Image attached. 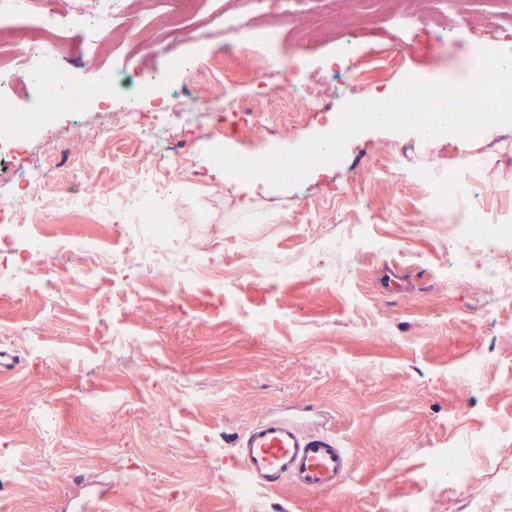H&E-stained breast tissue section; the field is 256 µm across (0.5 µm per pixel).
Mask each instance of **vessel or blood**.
Instances as JSON below:
<instances>
[{
    "instance_id": "b4317fda",
    "label": "vessel or blood",
    "mask_w": 512,
    "mask_h": 512,
    "mask_svg": "<svg viewBox=\"0 0 512 512\" xmlns=\"http://www.w3.org/2000/svg\"><path fill=\"white\" fill-rule=\"evenodd\" d=\"M247 482L272 489L291 482L307 490L340 486L348 474V453L329 430H312L302 418L271 412L231 442Z\"/></svg>"
}]
</instances>
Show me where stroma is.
Segmentation results:
<instances>
[{
    "mask_svg": "<svg viewBox=\"0 0 512 512\" xmlns=\"http://www.w3.org/2000/svg\"><path fill=\"white\" fill-rule=\"evenodd\" d=\"M469 8L473 21L451 51L419 21L408 35L382 16L356 27L362 48L400 49L374 81L384 90L407 74L440 82L465 74L477 47L512 52V37L487 25L484 0ZM210 43L201 58L193 37L180 45L193 88L223 94L233 74L237 99L252 110L238 123L192 136L173 129L160 154L119 131L93 142L103 118L125 111L141 65L159 93L171 84L163 46L146 56L119 50L110 63L124 83L109 116L89 106L77 125L61 119L26 152L0 157V199L18 194L23 167L68 186L81 150L100 156L88 182H119L134 197L142 187L121 160L145 158L175 199L174 249L202 252L217 271L194 282L125 266L123 216L97 218L80 198L33 225L84 239L87 254L48 262L23 238L0 240V272L18 282L0 291V349L20 362L0 372V512H55L78 476L111 484L108 512H512L502 493L512 486V303L483 281L490 261L512 263V248L473 247L470 281L451 282L472 213L512 225V136L478 142L494 158L480 168L445 139L366 131L347 141L343 165L311 172L306 193L256 179L243 194L211 164V140L262 155L293 149L368 89L327 88L322 114L294 111L285 97L257 103L254 62L225 55L222 28ZM386 166L391 176H380ZM452 171L469 195L454 213L423 217L421 198ZM353 236L360 244L351 249ZM328 240L335 251L324 249ZM387 265L409 278V292L378 287ZM286 266L299 275L280 277ZM474 356L484 360L476 381L465 370ZM275 410L327 421L350 455L340 488L245 485L231 438ZM448 455L466 461L470 481L438 474Z\"/></svg>",
    "mask_w": 512,
    "mask_h": 512,
    "instance_id": "stroma-1",
    "label": "stroma"
}]
</instances>
